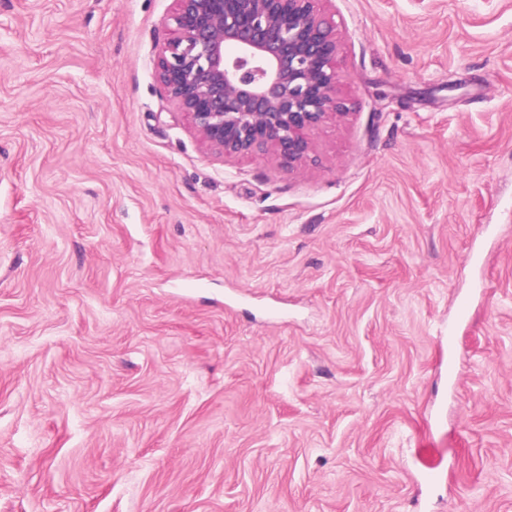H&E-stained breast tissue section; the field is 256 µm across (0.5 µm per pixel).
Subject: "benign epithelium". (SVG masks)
Returning <instances> with one entry per match:
<instances>
[{
    "instance_id": "benign-epithelium-1",
    "label": "benign epithelium",
    "mask_w": 512,
    "mask_h": 512,
    "mask_svg": "<svg viewBox=\"0 0 512 512\" xmlns=\"http://www.w3.org/2000/svg\"><path fill=\"white\" fill-rule=\"evenodd\" d=\"M158 79L219 153L271 150L290 167L344 103L333 26L317 0H177Z\"/></svg>"
}]
</instances>
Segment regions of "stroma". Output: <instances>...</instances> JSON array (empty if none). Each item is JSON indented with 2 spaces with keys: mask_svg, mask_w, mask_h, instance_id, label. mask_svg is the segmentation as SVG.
I'll return each mask as SVG.
<instances>
[{
  "mask_svg": "<svg viewBox=\"0 0 512 512\" xmlns=\"http://www.w3.org/2000/svg\"><path fill=\"white\" fill-rule=\"evenodd\" d=\"M176 0H0V512H512V0H318L309 159L223 158Z\"/></svg>",
  "mask_w": 512,
  "mask_h": 512,
  "instance_id": "1",
  "label": "stroma"
}]
</instances>
